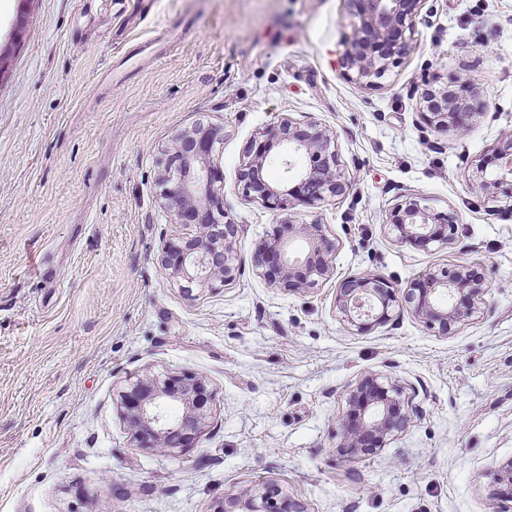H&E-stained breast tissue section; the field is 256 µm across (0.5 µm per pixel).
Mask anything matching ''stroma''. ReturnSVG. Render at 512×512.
Returning <instances> with one entry per match:
<instances>
[{"label":"stroma","instance_id":"obj_1","mask_svg":"<svg viewBox=\"0 0 512 512\" xmlns=\"http://www.w3.org/2000/svg\"><path fill=\"white\" fill-rule=\"evenodd\" d=\"M346 0H0V512H218L273 482L304 512H503L512 460V185L470 189L512 134V0H425L381 87L342 75ZM468 78L483 113L447 132L416 105L430 79ZM336 135L346 190L298 205L326 225L335 275L285 292L252 262L284 218L243 196L240 164L283 115ZM222 125L236 279L184 292L165 271L172 223L160 161L196 123ZM454 209L451 244L397 243L403 196ZM481 267L479 318L447 336L410 310L367 333L335 309L340 280L405 289L430 269ZM192 372L214 398L197 445L136 447L114 394ZM413 411L385 448L341 455L339 417L362 375Z\"/></svg>","mask_w":512,"mask_h":512}]
</instances>
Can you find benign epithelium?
Instances as JSON below:
<instances>
[{
  "instance_id": "1",
  "label": "benign epithelium",
  "mask_w": 512,
  "mask_h": 512,
  "mask_svg": "<svg viewBox=\"0 0 512 512\" xmlns=\"http://www.w3.org/2000/svg\"><path fill=\"white\" fill-rule=\"evenodd\" d=\"M352 32L342 65L346 75L359 84L376 87L410 48L422 0H352ZM423 119L438 131L453 127L464 116L479 111L472 97L448 94L447 86H429L419 102ZM224 128L211 124L193 127L175 139L163 161L160 196L176 224L196 227L193 235L178 236L163 243L160 261L187 293L195 288H213L236 278L237 225L225 220L223 173L215 154ZM263 141L249 151L239 173L242 194L260 201L272 211H290L302 202L315 204L341 195L345 188L339 170L335 135L311 120L289 115L266 128ZM280 146L283 180H298L295 187L281 188L266 181L264 168L270 151ZM304 166L296 167L295 158ZM512 179V134L501 140L492 158L479 163L471 187L490 198L507 179ZM386 226L397 240L427 248L449 244L457 229L453 211L433 212L416 196L392 209ZM307 244L304 255L291 258L289 240L274 236L255 251L254 264L272 282L286 291L313 290L333 274L328 256L336 250L323 224H288ZM485 277L477 267H442L414 280L403 294L386 279L369 272L345 278L339 285L335 305L343 321L359 333L390 320L394 307H411L426 329L446 336L455 327L475 317L485 304ZM212 393L204 377L183 373L158 376L145 373L117 391L122 417L136 447L176 457L198 444L207 427L206 403ZM179 403L183 411L170 417L165 407ZM408 421L399 386L379 374L361 378L350 391L348 410L341 420L340 451L351 456L372 455L385 447L388 438ZM504 484L499 495L512 501V461L497 473ZM218 512H302L300 504L273 483H261L244 494H227Z\"/></svg>"
}]
</instances>
